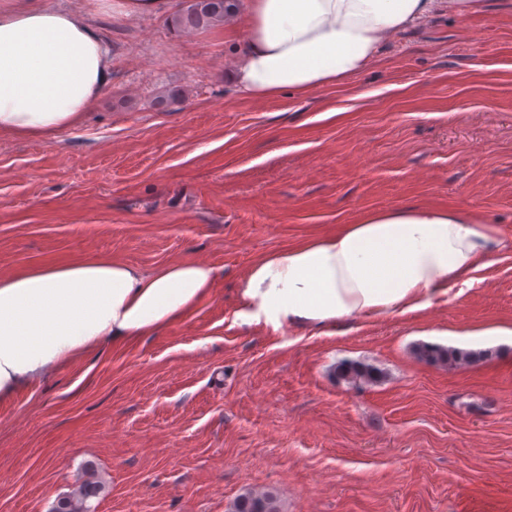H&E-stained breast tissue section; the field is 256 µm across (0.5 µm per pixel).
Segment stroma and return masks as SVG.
<instances>
[{
  "instance_id": "stroma-1",
  "label": "stroma",
  "mask_w": 512,
  "mask_h": 512,
  "mask_svg": "<svg viewBox=\"0 0 512 512\" xmlns=\"http://www.w3.org/2000/svg\"><path fill=\"white\" fill-rule=\"evenodd\" d=\"M45 3L89 11L112 83L75 128L0 136V275L106 255L217 278L176 325L0 404V512L88 481L93 512H229L248 490L281 512H512V250L423 313L321 336L248 323L236 294L259 256L367 209L463 206L512 237V12L434 14L356 77L255 99L223 27ZM421 342L502 354L430 366ZM341 360L386 378L336 382Z\"/></svg>"
}]
</instances>
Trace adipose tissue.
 Segmentation results:
<instances>
[{
	"label": "adipose tissue",
	"instance_id": "ef3b65f1",
	"mask_svg": "<svg viewBox=\"0 0 512 512\" xmlns=\"http://www.w3.org/2000/svg\"><path fill=\"white\" fill-rule=\"evenodd\" d=\"M482 0H244L230 79L242 94L306 96L369 67L390 37ZM112 82L102 30L78 10L0 0V134L53 137L78 126ZM512 247L470 209L406 205L267 253L237 288L242 315L272 330L419 314ZM202 261L151 271L106 257L0 276V403L106 345L142 340L191 314L213 287Z\"/></svg>",
	"mask_w": 512,
	"mask_h": 512
}]
</instances>
